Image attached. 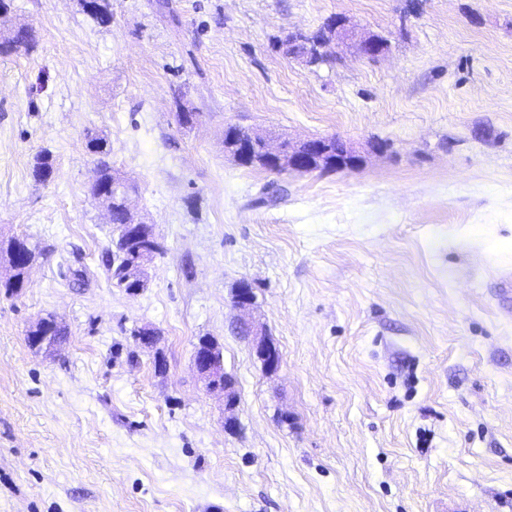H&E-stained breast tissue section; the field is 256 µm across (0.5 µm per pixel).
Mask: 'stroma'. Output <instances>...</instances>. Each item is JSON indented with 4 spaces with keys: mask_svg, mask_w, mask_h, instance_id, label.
I'll use <instances>...</instances> for the list:
<instances>
[{
    "mask_svg": "<svg viewBox=\"0 0 512 512\" xmlns=\"http://www.w3.org/2000/svg\"><path fill=\"white\" fill-rule=\"evenodd\" d=\"M109 8L8 15L36 44L0 54V248L40 254L0 294V512H512V0ZM335 14L388 53L310 69L276 49ZM230 125L338 136L366 162L241 167ZM89 129L164 247L136 295L108 277ZM243 278L273 375L235 329ZM48 316L64 336L30 347ZM203 336L237 380L233 434L193 366Z\"/></svg>",
    "mask_w": 512,
    "mask_h": 512,
    "instance_id": "stroma-1",
    "label": "stroma"
}]
</instances>
